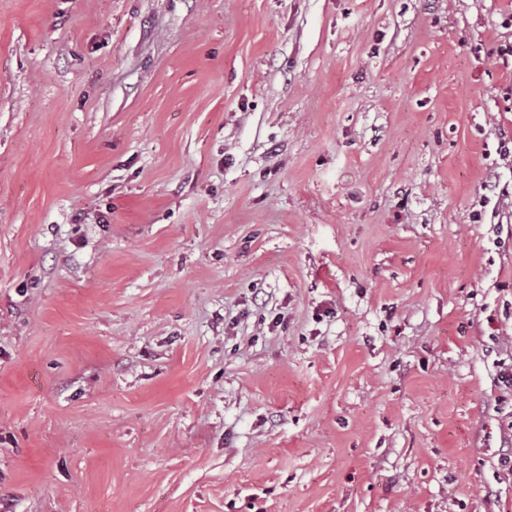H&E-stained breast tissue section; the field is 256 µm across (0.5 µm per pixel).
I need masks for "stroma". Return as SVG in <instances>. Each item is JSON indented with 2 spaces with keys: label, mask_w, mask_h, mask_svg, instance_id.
Segmentation results:
<instances>
[{
  "label": "stroma",
  "mask_w": 512,
  "mask_h": 512,
  "mask_svg": "<svg viewBox=\"0 0 512 512\" xmlns=\"http://www.w3.org/2000/svg\"><path fill=\"white\" fill-rule=\"evenodd\" d=\"M512 0H0V512H512Z\"/></svg>",
  "instance_id": "obj_1"
}]
</instances>
